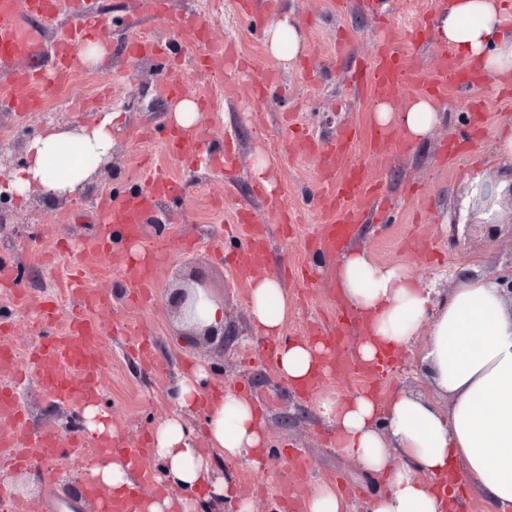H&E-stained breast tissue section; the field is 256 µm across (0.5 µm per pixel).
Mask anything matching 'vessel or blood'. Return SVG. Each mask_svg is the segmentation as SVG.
Listing matches in <instances>:
<instances>
[{
    "instance_id": "obj_1",
    "label": "vessel or blood",
    "mask_w": 512,
    "mask_h": 512,
    "mask_svg": "<svg viewBox=\"0 0 512 512\" xmlns=\"http://www.w3.org/2000/svg\"><path fill=\"white\" fill-rule=\"evenodd\" d=\"M165 3L166 0H145L150 14L167 23L194 50L197 68H205L215 47L208 24L194 15L172 17ZM69 6L77 21L74 35L49 45L43 39L42 29L55 21L54 0H0V67L12 70L10 85L0 86V103L11 111L22 114L40 109L47 96L70 80L77 46L93 31L96 7L94 0H69ZM125 48L132 58L163 54L159 43L135 32L129 34ZM48 54L54 58L51 70L29 68V61ZM355 77L359 86L369 89L373 101L391 103L413 91L442 97L452 82L462 89L494 82L493 77L477 75L450 55L443 56L438 70L432 74L409 65L387 50L378 51L369 65L357 67ZM358 139L363 141L366 152L373 155L388 154L397 143L392 130L377 126L361 133L346 130L332 144V163L322 172L314 193L321 222L311 237L313 249L329 257L343 251L364 212L377 215L384 212L376 183L369 177L363 160L352 155V144ZM183 195L181 182L160 169L145 189L101 197L96 203L101 229L89 245V252L95 255L110 252L117 237L137 241L140 225L157 204ZM237 222L242 232L232 273L239 283L245 284L264 262L266 238L258 218L251 213L238 214ZM169 249L166 243L143 245L142 258L123 266L132 305L146 308L153 304L158 273ZM68 292L77 297V305L64 310L48 306L34 324L42 338L34 363L41 387L48 396L80 407L98 399L102 392V376L107 365L101 348L103 326L93 321L89 313L103 305L104 300L100 293L84 288L79 277L69 281ZM352 318L350 309L338 305L331 321L306 328V336L318 340L326 355L323 371L305 384L304 395H312L330 377L355 378L365 388L372 389L387 372L388 363H366L348 351L346 332ZM0 419L13 427L12 434L0 435V461L7 459L26 466L64 456L61 443L49 434L35 438L25 450L16 449L15 438L24 434L26 425L14 395L0 397ZM128 454L137 464L134 490L122 497L101 496V512H145L144 500L148 489L157 485L156 475L144 463L148 455L145 445L129 448Z\"/></svg>"
}]
</instances>
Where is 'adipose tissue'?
Instances as JSON below:
<instances>
[{
	"label": "adipose tissue",
	"instance_id": "obj_1",
	"mask_svg": "<svg viewBox=\"0 0 512 512\" xmlns=\"http://www.w3.org/2000/svg\"><path fill=\"white\" fill-rule=\"evenodd\" d=\"M435 38L466 62L494 77H512V8L506 0H448L434 24ZM268 52L293 62L303 34L290 16L265 27ZM115 114L74 133L47 128L26 147L23 168L12 173V186L23 197L61 198L88 183L94 166L74 164L59 172L53 158L69 148L101 158L114 146ZM374 119L393 124L414 139L426 138L444 119L440 106L421 97L402 111L379 104ZM498 181L487 186L483 174L469 180L470 197L483 191L500 196L512 186V128L494 144ZM337 286L344 299L367 316V334L358 356L374 360L379 352L412 351L423 342L420 363L428 393H399L382 401L366 394L324 397L321 415L338 444L365 473L386 476L387 491L367 504L368 512H455L463 482L475 483L495 512H512V302L494 279L469 276L439 293L400 266L374 263L365 250L350 249L337 264ZM251 319L265 337H279L288 314L284 288L272 275L252 278ZM323 354L307 340L281 342L278 372L296 383ZM202 370L183 376L175 388L177 417L155 433L159 482L166 496L152 500L149 512H192L189 491L207 487L216 503L251 512L231 480L211 477L210 458L219 453L249 459L260 466L266 422L248 396L225 392L209 403L198 386ZM202 412L207 445H196L184 415Z\"/></svg>",
	"mask_w": 512,
	"mask_h": 512
}]
</instances>
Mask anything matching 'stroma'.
I'll list each match as a JSON object with an SVG mask.
<instances>
[{
    "instance_id": "obj_1",
    "label": "stroma",
    "mask_w": 512,
    "mask_h": 512,
    "mask_svg": "<svg viewBox=\"0 0 512 512\" xmlns=\"http://www.w3.org/2000/svg\"><path fill=\"white\" fill-rule=\"evenodd\" d=\"M215 0H167L172 15L192 13L210 26L212 38L232 44L236 58L213 57L207 69L186 67L183 78L189 96L208 94L215 104L202 112L200 124L206 131L204 147L189 149L169 158L164 138L146 141L141 132L148 126L170 123L173 98L162 95L166 67L153 58L133 60L124 52L129 22L155 34L162 41L173 38L170 28L149 14L137 13L136 0H112V10L103 14L98 37L106 55L97 63L77 59L70 87L71 109L60 97L46 100L41 110L17 117L0 110V127L19 125L21 132L38 135L51 124L91 125L110 112L118 113L115 168L111 177L94 184V193L119 195L141 189L143 158H151L178 179H191L183 204L163 203L156 211L160 228L142 225L140 240L149 244L163 240L192 239L196 246L186 251L175 247L164 260L156 288V302L147 309L130 307L127 285L122 278L115 246L113 257H97L87 286L102 293L107 303L93 316L103 324L102 349L109 356L102 397L96 406L106 414L115 433L132 441L152 432L161 421L177 414L171 393L181 375L194 365L208 372V389L248 392L266 418L267 459L258 469L247 460L214 457L212 467L219 476H230L242 498L253 504V512H277L280 502L293 496L290 473L292 456L309 465L308 486H337L340 493L364 512L367 502L385 487L383 477L365 474L335 441L317 409L316 398L305 399L283 380L273 364L256 361L266 340L255 334L249 321V289L239 285L224 264L223 255L232 253L236 238L228 235L237 210H252L265 224L270 249L265 272L279 271L307 260L305 238L315 221L307 197L316 177L327 164V146L345 126H371L373 103L352 81L360 60L371 59L385 33L373 12L374 0H254L258 21L235 16L233 10L215 11ZM395 15L392 48L406 60L434 69L440 48L434 35V13L429 0H388ZM288 13L303 29V51L294 66L271 56L264 44V25L276 14ZM280 79L278 95L258 103L253 85L266 74ZM478 101L484 110L485 136L478 156L463 158L454 167L441 165L445 144L459 140L474 116L468 100ZM449 111L444 122L420 141H410L405 152L386 157L366 156L363 144H355L356 156L365 157L369 174L380 183L392 202L388 223L358 224L350 246L365 248L380 264L408 268L426 285L443 290L454 287L463 270L476 269L491 276L495 267L478 264L486 237L470 216L471 228L460 234L457 247H450L449 212L455 211L466 193L467 177L481 169L487 180L496 181L498 172L490 153L500 128L512 126V97L496 88L479 87L470 92L449 85L445 101ZM306 130L322 146L314 155L299 152L294 143L298 130ZM237 146L238 162L233 169L215 171L206 159L207 151L220 154L225 138ZM269 161L268 173L276 184L275 194L289 209L300 210L301 221L294 237L282 236L280 220L268 203L257 196L254 163L257 157ZM84 189H76L62 204L37 197L23 202L0 228V258L13 265L27 288L25 300L14 301L0 292V346L12 349L27 369L16 380L0 374V388L13 393L27 413L31 433H48L68 443L74 438L91 439L82 410L47 397L36 376L31 354L40 338L33 330L37 308L46 299L60 300V288L88 243L99 230L98 216ZM334 259H326L324 287L301 295L295 284H287L288 317L284 334L299 336L305 323L321 318L329 308ZM206 281L213 295L221 298L224 324L235 330V343L220 350L217 343L203 339L185 328L171 313L167 295L182 276ZM134 321L151 340L156 358L164 363L161 373L150 371L126 354L125 343L113 336L112 324ZM418 356L404 355L393 364L379 391L383 397L396 392L425 391ZM91 457L68 455L56 463L53 474L39 465L0 471L6 493L18 506H34L41 512H69V502L80 504L79 512H96V499L86 497L83 482Z\"/></svg>"
}]
</instances>
